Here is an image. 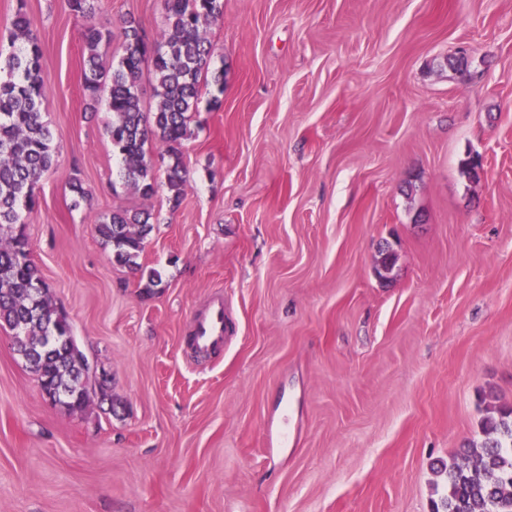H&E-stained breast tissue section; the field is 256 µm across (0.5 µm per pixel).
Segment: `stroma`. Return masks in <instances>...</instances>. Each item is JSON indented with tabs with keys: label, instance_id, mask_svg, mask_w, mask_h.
<instances>
[{
	"label": "stroma",
	"instance_id": "obj_1",
	"mask_svg": "<svg viewBox=\"0 0 512 512\" xmlns=\"http://www.w3.org/2000/svg\"><path fill=\"white\" fill-rule=\"evenodd\" d=\"M21 1L57 148L29 248L120 407L49 402L0 327V512H432L440 463L512 406V0H224L221 106H199L175 209L125 184L81 84L83 29L119 56L163 0H0L2 50ZM116 208L152 215L140 270L95 234ZM218 292L204 358L188 336ZM226 332V316L224 309V296L216 294L208 311L196 317L192 336L196 351L208 353L224 344Z\"/></svg>",
	"mask_w": 512,
	"mask_h": 512
}]
</instances>
